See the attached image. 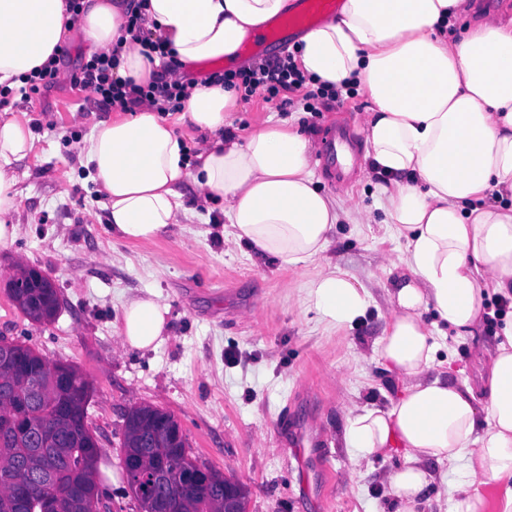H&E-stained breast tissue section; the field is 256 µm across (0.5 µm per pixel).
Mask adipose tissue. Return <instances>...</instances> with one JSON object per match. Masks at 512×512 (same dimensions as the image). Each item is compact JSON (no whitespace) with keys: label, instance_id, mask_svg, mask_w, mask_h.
<instances>
[{"label":"adipose tissue","instance_id":"obj_1","mask_svg":"<svg viewBox=\"0 0 512 512\" xmlns=\"http://www.w3.org/2000/svg\"><path fill=\"white\" fill-rule=\"evenodd\" d=\"M82 48H112L126 0H85ZM468 0H343L335 18L299 38L298 60L318 81L351 84L372 104L363 124L368 176L380 208L406 240L373 344L398 383L386 409L352 405L342 434L350 477L374 456L397 453L378 512H419L456 490L451 512H485L483 485L504 486L512 512V318L485 349L484 385L458 383L438 359L439 336H476L490 296L512 298V17L455 32ZM293 0H147L146 26L182 67L235 62L245 41L291 12ZM65 0H0V86L48 62L69 30ZM237 90L196 86L176 121L143 106L94 124L81 160L107 199L106 232L153 242L190 202L223 205L225 246L276 260L305 278L301 304L342 330L363 316L370 294L326 259L341 220L371 223L323 191L312 161L317 142L270 121L241 135L230 117ZM203 135L189 154L176 134ZM28 123L0 115V246L20 233L13 168L35 151ZM433 320H426V313ZM169 309L151 290L122 306L116 334L125 350L171 337Z\"/></svg>","mask_w":512,"mask_h":512}]
</instances>
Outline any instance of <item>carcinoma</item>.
Masks as SVG:
<instances>
[{"label": "carcinoma", "mask_w": 512, "mask_h": 512, "mask_svg": "<svg viewBox=\"0 0 512 512\" xmlns=\"http://www.w3.org/2000/svg\"><path fill=\"white\" fill-rule=\"evenodd\" d=\"M6 288L29 320L44 323L57 317L60 303L48 278L22 289L8 282ZM1 380L10 387L11 397L0 402V512H42L47 495L59 497L62 512H96L93 462L98 460V446L87 423L93 387L86 375L18 343L12 364L0 369ZM145 414L175 420L172 413L150 405L135 407L127 415L123 459L139 462V469L126 476L141 512H154L157 498L164 494L181 499V512H223L224 477L212 467L190 488L175 480L155 485L153 474L163 465L180 474L199 465L189 445L174 448L167 437L154 448L138 447V421ZM42 429L52 431V440L41 445L31 433Z\"/></svg>", "instance_id": "cac0c4a2"}]
</instances>
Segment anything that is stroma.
Returning a JSON list of instances; mask_svg holds the SVG:
<instances>
[{
	"label": "stroma",
	"mask_w": 512,
	"mask_h": 512,
	"mask_svg": "<svg viewBox=\"0 0 512 512\" xmlns=\"http://www.w3.org/2000/svg\"><path fill=\"white\" fill-rule=\"evenodd\" d=\"M66 45L59 84L28 102L12 94L5 107L28 122L36 147L14 169L21 204L13 220L21 231L0 247V336L75 365L91 381L87 423L112 473L111 482L100 485L112 512H140L121 462L126 415L139 405L173 413L198 462L244 487L247 512H373L383 501L382 475L394 461L374 458L372 473L350 479L340 433L350 403L383 408L395 390L371 348L391 279L380 256H399L404 242L388 229L366 173L335 183L315 172L340 206L354 201L373 217L369 224L336 227L330 257L374 299L364 318L336 333L315 310L300 307V273L250 258L246 248H227L215 237L213 226L225 221L221 209H193L150 243L129 244L106 233L104 195L81 164L105 112L70 82L84 56L79 35ZM344 106L341 115L329 104L294 116L258 92L241 100L233 119L243 134L269 117L293 119L321 140L336 118L351 128L361 124L370 103L359 94ZM18 265L54 284L55 321L31 322L9 300L5 283ZM147 289L168 304L173 335L145 354L122 350L115 319L128 298ZM495 341L485 327L473 341L450 333L438 356L451 358L455 380L473 384L479 346ZM297 428L319 435L309 454L321 471L305 469L289 448L288 434Z\"/></svg>",
	"instance_id": "stroma-1"
}]
</instances>
